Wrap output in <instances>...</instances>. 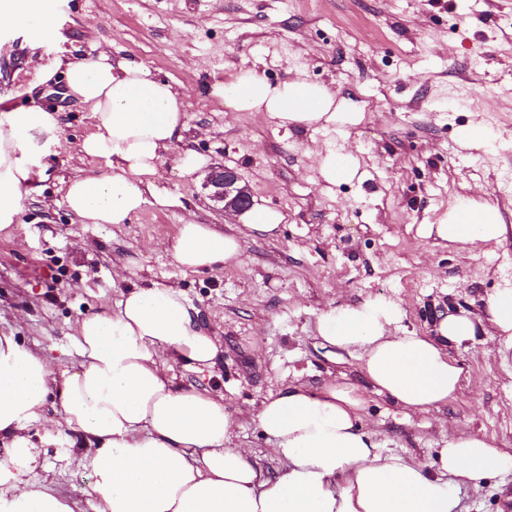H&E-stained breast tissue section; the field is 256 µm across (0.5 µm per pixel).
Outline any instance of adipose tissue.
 Listing matches in <instances>:
<instances>
[{
  "mask_svg": "<svg viewBox=\"0 0 512 512\" xmlns=\"http://www.w3.org/2000/svg\"><path fill=\"white\" fill-rule=\"evenodd\" d=\"M2 25L24 27L39 45L57 17L45 0H0ZM42 80L61 86L94 120L79 151L104 160L106 170L70 178L64 188L65 206L80 223L126 224L148 201L171 204L152 180L185 129L186 103L171 83L95 45L76 59L58 56ZM213 92L232 110L268 113L283 128L361 119L325 86L273 84L252 70ZM61 114L42 104L0 114V232L12 227L43 176ZM422 232L472 252L501 242L507 227L496 205L464 199ZM172 250L183 268L215 270L239 265L244 245L236 234L190 220L179 225ZM403 318L397 303L380 296L319 312L322 345L355 356L365 383L331 381L313 392L295 380L262 401L255 418L281 465L272 476L233 446L223 394L176 383L171 357L202 372L213 369L219 352L176 285L129 287L111 308L79 320L74 368H52L0 332V512H83L52 483L33 480L41 450L31 430L43 423L50 398L56 427L79 437L95 476L94 512H457L460 486L512 473V449L479 431L452 430L429 465L384 452L358 424L363 390L410 411L447 406L462 378L453 348L488 328L512 349V288L489 295L479 314L439 315L430 336L402 329Z\"/></svg>",
  "mask_w": 512,
  "mask_h": 512,
  "instance_id": "obj_1",
  "label": "adipose tissue"
}]
</instances>
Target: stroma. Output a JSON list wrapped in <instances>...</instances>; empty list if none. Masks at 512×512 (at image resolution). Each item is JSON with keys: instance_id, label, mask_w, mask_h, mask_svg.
Returning <instances> with one entry per match:
<instances>
[{"instance_id": "obj_1", "label": "stroma", "mask_w": 512, "mask_h": 512, "mask_svg": "<svg viewBox=\"0 0 512 512\" xmlns=\"http://www.w3.org/2000/svg\"><path fill=\"white\" fill-rule=\"evenodd\" d=\"M60 25L40 46L25 29H0V113L48 97L64 107L55 155L35 181L10 234H0V330L57 367L77 365L70 337L83 315L110 308L131 285L170 282L216 336L212 372L173 363L178 384L223 394L234 440L268 472L278 462L254 419L263 400L299 373L309 389L328 377L361 382L352 356L322 347L320 310L384 296L402 325L431 334L438 312L477 313L512 286V0H51ZM146 64L187 101L183 146L207 167L237 169L256 205L279 210L275 235L248 231L203 187L205 169L183 173L176 152L155 184L175 205L146 206L130 223L82 224L63 203L62 182L104 169L79 157L93 120L48 95L40 74L55 57L90 45ZM251 69L278 83L326 85L362 112L333 130L281 128L263 112H234L214 85ZM484 128L483 147L457 144L461 127ZM352 155L354 179L318 173L327 149ZM498 204L507 239L477 254L424 238L456 198ZM231 226L243 262L221 270L180 268L168 249L180 224ZM488 334L453 350L461 388L440 412L406 411L366 392L361 425L385 452L432 462L443 425L478 430L512 448V354L494 356ZM40 462L60 491L90 512L93 473L81 449L45 443ZM462 512H512V474L462 489Z\"/></svg>"}]
</instances>
